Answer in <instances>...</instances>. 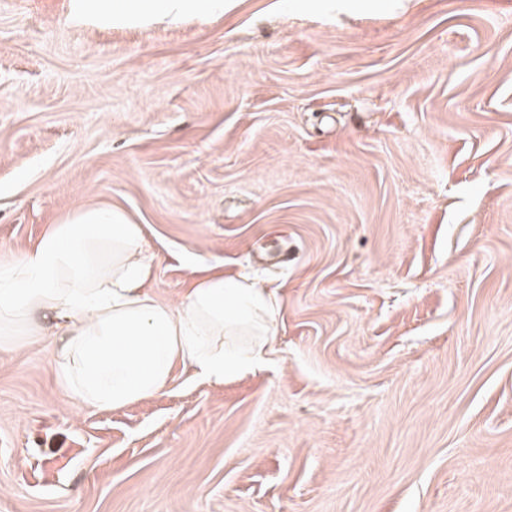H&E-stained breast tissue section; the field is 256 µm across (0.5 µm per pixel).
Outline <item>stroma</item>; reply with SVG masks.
Returning a JSON list of instances; mask_svg holds the SVG:
<instances>
[{
  "mask_svg": "<svg viewBox=\"0 0 512 512\" xmlns=\"http://www.w3.org/2000/svg\"><path fill=\"white\" fill-rule=\"evenodd\" d=\"M118 208L247 274L262 369L79 405L0 351V512H512V0H0V262ZM191 2L200 12L212 8L223 9V0H127L121 9H112V0H77L76 7L81 12H94L113 23H126L158 15L176 19Z\"/></svg>",
  "mask_w": 512,
  "mask_h": 512,
  "instance_id": "stroma-1",
  "label": "stroma"
}]
</instances>
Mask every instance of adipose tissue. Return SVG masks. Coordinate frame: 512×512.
I'll return each instance as SVG.
<instances>
[{
    "instance_id": "1",
    "label": "adipose tissue",
    "mask_w": 512,
    "mask_h": 512,
    "mask_svg": "<svg viewBox=\"0 0 512 512\" xmlns=\"http://www.w3.org/2000/svg\"><path fill=\"white\" fill-rule=\"evenodd\" d=\"M224 0H76L113 23L178 18ZM152 263L142 225L92 209L51 225L16 261L0 264V346L15 336H57L61 383L81 404L118 409L164 390L176 366L216 384L260 369L275 339L265 288L213 272L173 303L147 288Z\"/></svg>"
}]
</instances>
